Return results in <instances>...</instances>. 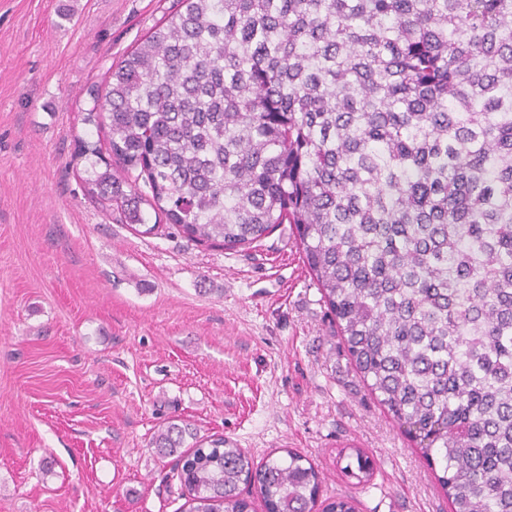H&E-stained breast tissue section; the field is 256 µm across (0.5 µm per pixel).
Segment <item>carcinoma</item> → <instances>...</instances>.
<instances>
[{"instance_id":"cac0c4a2","label":"carcinoma","mask_w":512,"mask_h":512,"mask_svg":"<svg viewBox=\"0 0 512 512\" xmlns=\"http://www.w3.org/2000/svg\"><path fill=\"white\" fill-rule=\"evenodd\" d=\"M90 87L111 161L93 195L188 239L295 226L357 371L451 512H512V0H180ZM176 461L185 512H314L307 457L257 465L222 435ZM346 475L366 484L358 448Z\"/></svg>"}]
</instances>
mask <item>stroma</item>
<instances>
[{
	"label": "stroma",
	"instance_id": "1",
	"mask_svg": "<svg viewBox=\"0 0 512 512\" xmlns=\"http://www.w3.org/2000/svg\"><path fill=\"white\" fill-rule=\"evenodd\" d=\"M177 0H0V512H180L165 420L315 462L357 512H450L334 333L293 225L246 248L138 233L90 195V86ZM69 9L72 17L60 20ZM363 449L369 485L343 454Z\"/></svg>",
	"mask_w": 512,
	"mask_h": 512
}]
</instances>
